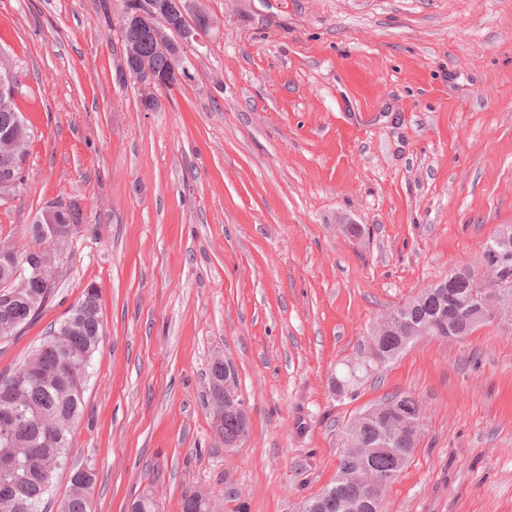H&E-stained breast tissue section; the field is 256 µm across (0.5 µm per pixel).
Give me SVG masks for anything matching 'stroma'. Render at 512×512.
I'll list each match as a JSON object with an SVG mask.
<instances>
[{
	"mask_svg": "<svg viewBox=\"0 0 512 512\" xmlns=\"http://www.w3.org/2000/svg\"><path fill=\"white\" fill-rule=\"evenodd\" d=\"M218 20L155 110L118 75L122 0H0L22 81L28 179L0 198L25 249L46 204L77 203L56 288L0 343L11 373L96 288L67 469L90 512L186 490L223 512H301L335 480L343 432L388 394L423 409L382 512H512V331L413 340L347 394L379 318L512 225V0H191ZM228 359L248 434L207 408ZM214 422H216L214 426V431L216 435H218L222 440H236L245 430H248V422L247 420L244 422L240 417L232 413H225L221 418V426L218 429V424L220 423V419L217 415H214ZM224 436L219 435V433ZM243 435L239 437L238 440L233 442H224L225 448H234L237 447L241 439H243Z\"/></svg>",
	"mask_w": 512,
	"mask_h": 512,
	"instance_id": "obj_1",
	"label": "stroma"
}]
</instances>
